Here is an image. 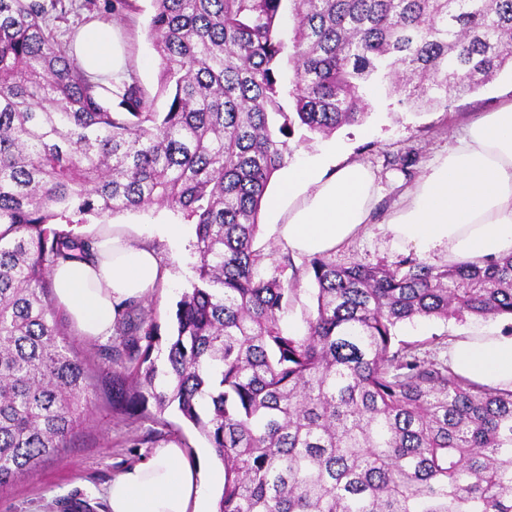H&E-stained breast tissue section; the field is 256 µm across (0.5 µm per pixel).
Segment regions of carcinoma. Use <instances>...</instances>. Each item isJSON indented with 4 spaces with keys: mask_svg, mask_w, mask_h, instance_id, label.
Returning <instances> with one entry per match:
<instances>
[{
    "mask_svg": "<svg viewBox=\"0 0 512 512\" xmlns=\"http://www.w3.org/2000/svg\"><path fill=\"white\" fill-rule=\"evenodd\" d=\"M295 19L280 30L284 2ZM165 111L132 70L88 73L51 21L90 0H0V488L92 413L88 368L52 303L89 256L66 229L152 205L194 225L197 279L158 326L121 315V406L190 422L224 462L219 512H512V390L396 340L416 318L512 317V256L444 266L311 262L316 305L254 248L296 130L368 116L373 80L422 110L512 67V0H152ZM293 70L282 81V61ZM313 257V256H312ZM312 257H294L290 254L292 266H288L285 271L284 279L288 280L294 276V272L299 276L300 290L294 299L293 305L288 311V315L284 318V324L292 332L302 331L305 325V319L315 308V300L313 298V289L316 288L311 272Z\"/></svg>",
    "mask_w": 512,
    "mask_h": 512,
    "instance_id": "1",
    "label": "carcinoma"
}]
</instances>
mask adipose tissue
Here are the masks:
<instances>
[{
	"instance_id": "ef3b65f1",
	"label": "adipose tissue",
	"mask_w": 512,
	"mask_h": 512,
	"mask_svg": "<svg viewBox=\"0 0 512 512\" xmlns=\"http://www.w3.org/2000/svg\"><path fill=\"white\" fill-rule=\"evenodd\" d=\"M75 51L90 73L124 71L111 26L87 30ZM377 190L369 166L336 164L328 154L290 169L280 195L269 202L279 241L302 256L336 250L370 223ZM388 229L418 253L440 250L456 262L512 254V102L461 129ZM156 233L157 241L137 242L103 225L93 237V259L55 266L54 301L81 336L109 339L121 304L147 298L170 279L158 243L176 242L184 230L160 224ZM448 357L463 376L512 390V337L462 340ZM219 477L216 469L203 474L183 448L169 443L124 468L107 485L105 499L109 512H213L206 484Z\"/></svg>"
}]
</instances>
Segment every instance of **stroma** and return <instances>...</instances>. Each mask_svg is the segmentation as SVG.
Listing matches in <instances>:
<instances>
[{"label": "stroma", "mask_w": 512, "mask_h": 512, "mask_svg": "<svg viewBox=\"0 0 512 512\" xmlns=\"http://www.w3.org/2000/svg\"><path fill=\"white\" fill-rule=\"evenodd\" d=\"M95 2L101 7V23L115 30L126 65L148 94H156L161 60L147 37L152 13L150 0H136L137 11L120 18L105 10V0ZM363 94L370 114L362 124L343 126L328 137L309 132L294 136L289 141L290 160L296 163L332 146L337 159L361 162L375 171L379 192L373 223L329 253L328 258L338 264L357 262L377 266L413 257L412 249L393 239L388 220L404 206L408 192L423 173L447 154L457 131L476 117L497 111L504 102L512 101V73L503 72L478 91L449 98L447 103L429 111L418 112L399 104L383 82L368 83ZM113 222L134 239L145 238L148 230L157 224L184 226L180 248L162 250L172 273L169 282L140 301L135 310L136 316L153 319L158 324L161 338H169L176 303L195 278L191 247L194 227L184 224L180 213L159 205L117 214ZM291 263L285 275L298 277L299 291L284 323L290 331L299 332L315 308L314 280L310 258L295 257ZM478 336H512V319L469 315L445 321L418 319L398 329L399 340L416 345L419 352L440 358L447 356L455 341ZM68 339L90 355L94 413L71 437L59 459L45 463L9 487L0 488V512H68L69 504L76 501L88 505V512H108L103 495L105 486L125 466L146 456L152 445L178 443L191 461L208 446L203 435L172 412L159 415L151 409L130 416L113 409L112 372L107 366L109 343L87 340L73 328L68 331Z\"/></svg>", "instance_id": "1"}]
</instances>
